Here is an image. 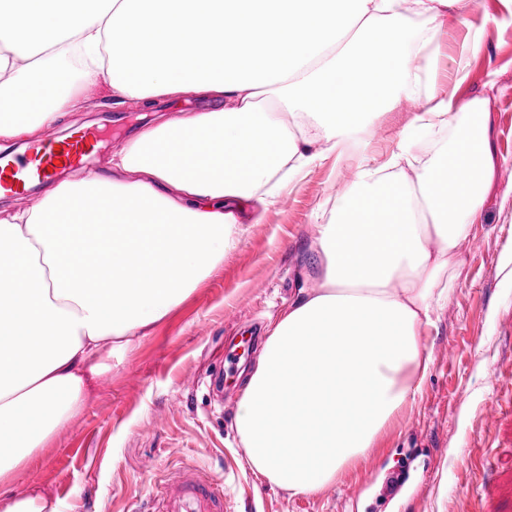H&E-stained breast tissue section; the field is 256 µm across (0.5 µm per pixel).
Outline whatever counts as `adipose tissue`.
<instances>
[{
	"label": "adipose tissue",
	"mask_w": 512,
	"mask_h": 512,
	"mask_svg": "<svg viewBox=\"0 0 512 512\" xmlns=\"http://www.w3.org/2000/svg\"><path fill=\"white\" fill-rule=\"evenodd\" d=\"M465 0H0V140L31 141L86 86L192 96L203 112L138 131L111 174L0 210V512H59L30 463L85 410L113 351L224 262L237 215L416 105L397 152L360 161L311 247L318 285L272 324L238 403L247 465L315 497L411 407L494 166L481 101L432 89ZM427 33L415 36L407 15Z\"/></svg>",
	"instance_id": "obj_1"
}]
</instances>
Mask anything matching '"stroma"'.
Wrapping results in <instances>:
<instances>
[{
  "label": "stroma",
  "mask_w": 512,
  "mask_h": 512,
  "mask_svg": "<svg viewBox=\"0 0 512 512\" xmlns=\"http://www.w3.org/2000/svg\"><path fill=\"white\" fill-rule=\"evenodd\" d=\"M471 2L483 40L457 98L484 100L494 170L475 236L461 249L454 295L426 341L433 364L423 390L364 461L316 497L289 495L252 472L235 424L244 380L225 359L249 327L266 338L270 320L312 273L320 216L353 177L349 162L330 156L276 203L257 207L223 265L179 308L134 346L113 352L84 413L17 490L38 485L60 512H132L165 471L200 468L223 482L225 512H472L475 461L512 460V420L496 424L485 413L502 390L501 374L512 371V13L501 0ZM81 98L93 108L72 112L71 123L114 136L96 158L98 171L144 121L184 106L96 87ZM414 111L402 99L383 112L366 156L385 160ZM219 369L224 389L216 392L210 378Z\"/></svg>",
  "instance_id": "1"
}]
</instances>
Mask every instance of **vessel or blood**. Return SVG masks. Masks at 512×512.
I'll list each match as a JSON object with an SVG mask.
<instances>
[{"instance_id": "1", "label": "vessel or blood", "mask_w": 512, "mask_h": 512, "mask_svg": "<svg viewBox=\"0 0 512 512\" xmlns=\"http://www.w3.org/2000/svg\"><path fill=\"white\" fill-rule=\"evenodd\" d=\"M87 154L85 139L61 146L49 138L31 152L1 155L0 187L19 190L30 175L47 177L49 169L80 162ZM481 493L495 512H512V470L486 466ZM138 512H224V488L210 474L184 468L164 475L141 502Z\"/></svg>"}]
</instances>
